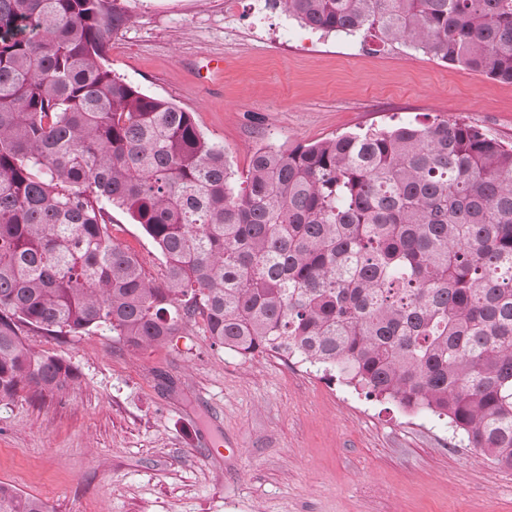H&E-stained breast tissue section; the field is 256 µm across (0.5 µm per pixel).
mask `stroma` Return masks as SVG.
Returning a JSON list of instances; mask_svg holds the SVG:
<instances>
[{
    "instance_id": "obj_1",
    "label": "stroma",
    "mask_w": 512,
    "mask_h": 512,
    "mask_svg": "<svg viewBox=\"0 0 512 512\" xmlns=\"http://www.w3.org/2000/svg\"><path fill=\"white\" fill-rule=\"evenodd\" d=\"M253 0H116L114 73L191 112L231 168L362 128L461 119L512 144V83L306 29ZM221 70L209 69L211 59ZM112 237L160 276L141 225ZM28 343L77 379L0 402V483L49 512H512V470L409 415L272 354L245 359L189 325L128 348L107 330Z\"/></svg>"
}]
</instances>
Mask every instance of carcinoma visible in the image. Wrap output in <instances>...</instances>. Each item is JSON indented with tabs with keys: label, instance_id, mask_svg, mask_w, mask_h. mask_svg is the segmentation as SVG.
<instances>
[{
	"label": "carcinoma",
	"instance_id": "carcinoma-1",
	"mask_svg": "<svg viewBox=\"0 0 512 512\" xmlns=\"http://www.w3.org/2000/svg\"><path fill=\"white\" fill-rule=\"evenodd\" d=\"M301 25L402 43L512 83V0H272ZM113 0H0V401L77 374L25 330L133 349L202 324L448 420L512 469V145L454 120L262 147L235 177L191 113L107 65ZM126 211L162 257L112 239ZM0 512H48L0 483Z\"/></svg>",
	"mask_w": 512,
	"mask_h": 512
}]
</instances>
